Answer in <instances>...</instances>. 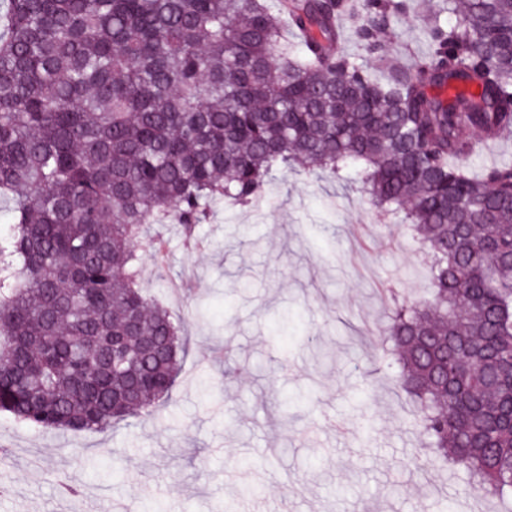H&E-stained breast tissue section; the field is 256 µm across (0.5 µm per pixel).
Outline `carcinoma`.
<instances>
[{"label":"carcinoma","instance_id":"obj_1","mask_svg":"<svg viewBox=\"0 0 512 512\" xmlns=\"http://www.w3.org/2000/svg\"><path fill=\"white\" fill-rule=\"evenodd\" d=\"M405 0H8L0 20V414L101 433L152 416L187 355L134 242L253 207L295 165L359 185L427 253L394 302L398 386L435 459L512 494V0H442L409 67L381 39ZM307 33L288 41L281 17ZM383 66L330 50L335 22ZM121 351L112 355V343ZM504 160L512 161V136L484 144L468 158L467 165L477 175L483 168Z\"/></svg>","mask_w":512,"mask_h":512}]
</instances>
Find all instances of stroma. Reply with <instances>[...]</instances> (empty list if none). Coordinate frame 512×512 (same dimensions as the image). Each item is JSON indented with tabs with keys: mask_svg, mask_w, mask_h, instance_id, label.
<instances>
[{
	"mask_svg": "<svg viewBox=\"0 0 512 512\" xmlns=\"http://www.w3.org/2000/svg\"><path fill=\"white\" fill-rule=\"evenodd\" d=\"M383 35L399 65L428 49L423 0ZM186 249L143 240V286L184 318L189 344L171 399L151 419L54 436L0 416V512H512L435 461L398 366L377 338L388 288L427 291L426 256L375 223L357 187L294 170L259 209L216 205ZM300 313L287 342L273 314ZM300 392L309 406L282 415ZM81 492L65 498L64 478Z\"/></svg>",
	"mask_w": 512,
	"mask_h": 512,
	"instance_id": "35a3bbf8",
	"label": "stroma"
}]
</instances>
